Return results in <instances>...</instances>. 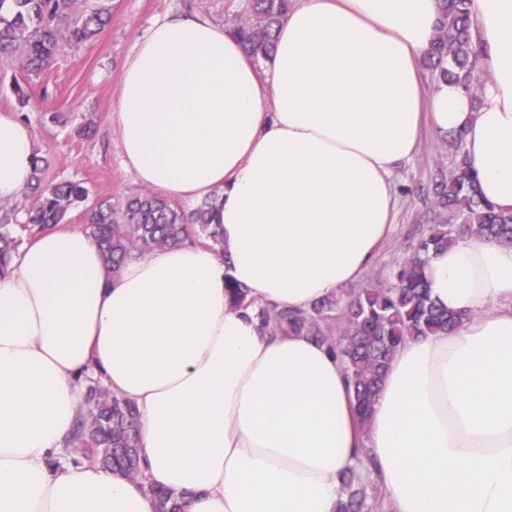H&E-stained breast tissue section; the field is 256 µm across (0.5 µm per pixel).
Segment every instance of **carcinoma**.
Returning a JSON list of instances; mask_svg holds the SVG:
<instances>
[{
    "instance_id": "cac0c4a2",
    "label": "carcinoma",
    "mask_w": 512,
    "mask_h": 512,
    "mask_svg": "<svg viewBox=\"0 0 512 512\" xmlns=\"http://www.w3.org/2000/svg\"><path fill=\"white\" fill-rule=\"evenodd\" d=\"M442 18L433 44L431 66L437 78L472 84L477 80L470 38L472 0H443ZM292 6L291 0H247L246 17L232 26L245 50L269 60L274 32ZM112 19V0H0V52L16 57L26 78L49 72L65 49L94 41ZM455 163L439 171L433 181L432 211L436 224L410 256L394 271L388 286L357 290L352 298L341 291L323 298L308 311L275 310L249 297V290L229 281L233 309H256L261 325L281 334L303 333L326 344L342 362L359 414L366 418L382 376L397 348L408 336L452 333L457 317L430 299L423 266L429 252L448 246L461 233L512 242V213L483 199L468 165L463 141L452 136ZM43 157H35V198L19 224L13 208H0V275L8 273L21 239L17 226L38 234L64 221L70 210L85 204L86 230L105 264L118 273L127 257L154 247L178 246L197 239L224 254V238L216 222V199L192 209L180 207L154 192H133L112 201L90 198L84 183L44 177ZM73 442L94 444L96 456L109 458L116 448H128L127 458L113 467L131 477L141 474L138 455V415L125 398L96 384L88 389L86 409ZM351 468L343 476L338 512H364L366 493ZM156 512H179L178 495L149 487Z\"/></svg>"
}]
</instances>
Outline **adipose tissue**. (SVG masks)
<instances>
[{"mask_svg":"<svg viewBox=\"0 0 512 512\" xmlns=\"http://www.w3.org/2000/svg\"><path fill=\"white\" fill-rule=\"evenodd\" d=\"M443 0H293L269 64L195 12L136 39L112 121L121 162L169 199L222 189L224 251L155 248L112 274L88 232L52 227L0 276V512H337L367 452L394 512H512V244L430 252L460 316L389 363L368 418L341 362L228 305L226 280L306 310L361 279L386 240L393 176L422 125L463 136L480 193L512 210V0H473L476 87L423 72ZM34 136L0 113V203ZM94 378L131 401L143 475L65 446Z\"/></svg>","mask_w":512,"mask_h":512,"instance_id":"ef3b65f1","label":"adipose tissue"}]
</instances>
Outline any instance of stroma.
I'll return each mask as SVG.
<instances>
[{
    "label": "stroma",
    "mask_w": 512,
    "mask_h": 512,
    "mask_svg": "<svg viewBox=\"0 0 512 512\" xmlns=\"http://www.w3.org/2000/svg\"><path fill=\"white\" fill-rule=\"evenodd\" d=\"M245 0H112V23L89 43L61 53L48 75L32 79L27 105L12 93L17 60L0 53V109L26 114L35 145L47 158V178L80 180L91 196L121 198L139 191L134 176L121 164L117 135L110 122L122 65L139 36L167 12L195 10L215 23L229 25ZM54 112L68 115L67 124L51 122ZM92 123L86 137L78 129ZM453 152L444 138L423 132L414 157L394 175L397 206L389 238L359 287L389 283L392 269L409 256L420 230L426 229L430 201L423 192L437 168H450Z\"/></svg>",
    "instance_id": "obj_1"
}]
</instances>
